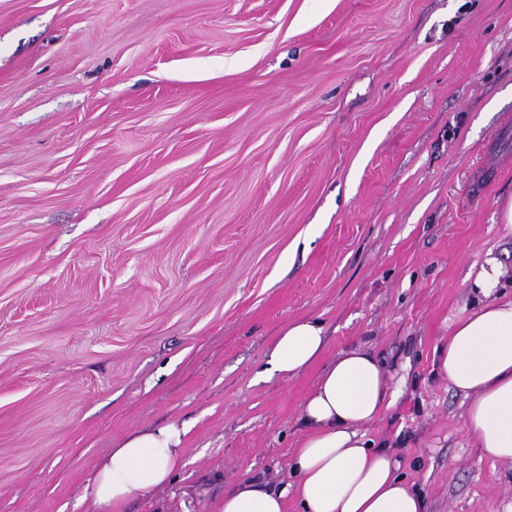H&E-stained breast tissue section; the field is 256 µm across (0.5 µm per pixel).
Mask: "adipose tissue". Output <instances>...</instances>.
Masks as SVG:
<instances>
[{"label":"adipose tissue","instance_id":"adipose-tissue-1","mask_svg":"<svg viewBox=\"0 0 512 512\" xmlns=\"http://www.w3.org/2000/svg\"><path fill=\"white\" fill-rule=\"evenodd\" d=\"M502 275L497 258L481 265L473 279L479 300L452 320L447 342L434 349V368L462 395L467 429L483 454L512 464V297L500 290ZM324 339L320 321H294L275 339L267 375L301 374L322 355ZM391 403L374 355L341 352L303 401L291 491L244 480L225 492L216 512H286L291 493L302 512H427L424 496L397 476L396 458L373 447L363 430ZM187 433L186 426L168 424L124 437L97 462L82 501L91 512H124L132 499L164 488Z\"/></svg>","mask_w":512,"mask_h":512}]
</instances>
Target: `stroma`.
<instances>
[{"label":"stroma","mask_w":512,"mask_h":512,"mask_svg":"<svg viewBox=\"0 0 512 512\" xmlns=\"http://www.w3.org/2000/svg\"><path fill=\"white\" fill-rule=\"evenodd\" d=\"M509 114L512 0H0V512H88L169 423L181 465L125 512L280 490L357 347L428 512H512L433 365L487 256L512 294ZM300 318L321 358L264 376Z\"/></svg>","instance_id":"stroma-1"}]
</instances>
